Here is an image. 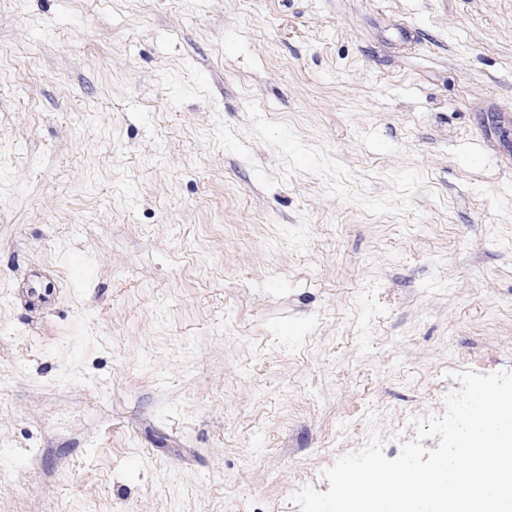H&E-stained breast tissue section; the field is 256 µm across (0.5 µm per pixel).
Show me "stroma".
Returning a JSON list of instances; mask_svg holds the SVG:
<instances>
[{"label": "stroma", "instance_id": "obj_1", "mask_svg": "<svg viewBox=\"0 0 512 512\" xmlns=\"http://www.w3.org/2000/svg\"><path fill=\"white\" fill-rule=\"evenodd\" d=\"M466 369L512 372V0H0V512H300ZM14 297L22 305L27 306L29 311H43L52 306L58 298V292L55 288H37L30 282L24 280L17 283L14 288Z\"/></svg>", "mask_w": 512, "mask_h": 512}]
</instances>
